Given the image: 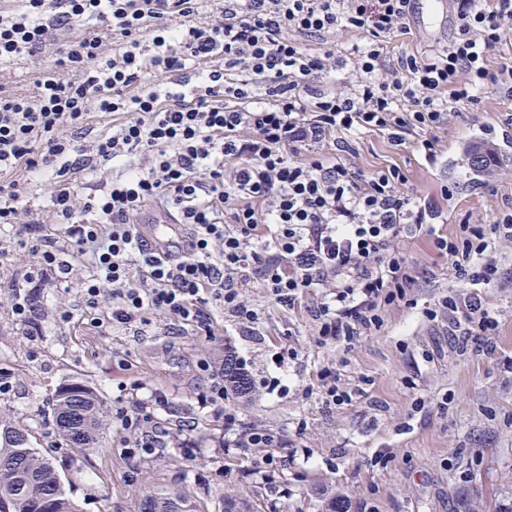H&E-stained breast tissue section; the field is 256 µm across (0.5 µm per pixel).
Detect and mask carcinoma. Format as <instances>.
I'll return each instance as SVG.
<instances>
[{"label": "carcinoma", "mask_w": 512, "mask_h": 512, "mask_svg": "<svg viewBox=\"0 0 512 512\" xmlns=\"http://www.w3.org/2000/svg\"><path fill=\"white\" fill-rule=\"evenodd\" d=\"M224 382L227 391L246 395L254 391V384L245 368L235 369L224 362ZM76 393L69 396L55 391L53 422L63 439L80 450L96 448L103 439L104 405L88 385L72 382ZM73 417L88 423L81 440L74 438L63 417ZM43 503L46 512H77L66 496L59 476L52 465L30 442L28 430L10 421L0 424V512H37V503ZM224 512H275L271 506L252 500L224 502Z\"/></svg>", "instance_id": "carcinoma-1"}]
</instances>
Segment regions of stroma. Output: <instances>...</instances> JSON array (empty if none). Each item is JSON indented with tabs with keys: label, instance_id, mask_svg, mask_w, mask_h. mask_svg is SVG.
I'll list each match as a JSON object with an SVG mask.
<instances>
[{
	"label": "stroma",
	"instance_id": "stroma-1",
	"mask_svg": "<svg viewBox=\"0 0 512 512\" xmlns=\"http://www.w3.org/2000/svg\"><path fill=\"white\" fill-rule=\"evenodd\" d=\"M512 114V97L492 92L478 109L452 119L439 131L441 156L428 165L418 153L395 147L386 134L357 137L352 163L369 173L399 167L405 191L426 197L439 214L435 235L406 239L402 248L418 283L411 305L389 309L382 328L352 348L321 346L306 307L273 306L260 280L243 295L263 308L257 336L240 335L218 318L211 333L170 325L165 318L147 336L121 328L103 334L58 313L75 308L79 283L45 289L39 299L43 338L31 346L11 313L9 300L33 258L11 237L0 235V373L14 389L0 396V421L25 426L35 448L51 460L77 512H141L145 495L183 492L201 512H224V500H248L255 487L277 512H323L332 495L344 496L348 512H463L477 502L484 512L512 507V240L493 239L486 252L499 268L491 286L456 280L451 260L439 254L435 236H456L462 221L493 223L501 199L512 197V145H504L502 124ZM495 149L500 163L489 182L497 195L476 187L467 156L476 146ZM449 187L451 197L441 195ZM478 294L499 321L493 351L452 336L444 296ZM436 310L428 318L427 310ZM293 347L288 390L268 394L276 375L274 355ZM244 361L252 395L231 399L241 419L290 440L295 462L285 481L287 494L246 473L250 462L224 452V420L197 405L209 378L200 360L222 365L227 352ZM339 369L356 393L350 404L328 409L318 396L322 368ZM94 388L105 404L140 383L164 392L169 411L162 425H194L200 449L187 457L177 447L156 457L128 458L124 434L106 425L101 447L80 451L57 434L50 414L56 389L71 381ZM387 452V465L375 464Z\"/></svg>",
	"mask_w": 512,
	"mask_h": 512
}]
</instances>
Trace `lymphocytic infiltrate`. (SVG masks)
Instances as JSON below:
<instances>
[{
	"mask_svg": "<svg viewBox=\"0 0 512 512\" xmlns=\"http://www.w3.org/2000/svg\"><path fill=\"white\" fill-rule=\"evenodd\" d=\"M451 6L453 38L425 57L390 51L392 36L410 31L411 0H17L0 8L1 64L51 56L30 92L0 89V225L34 258L10 301L23 337H42L36 289L67 287L78 265L82 305L61 318L100 331L133 324L145 333L162 314L208 332L219 307L254 335L265 312L242 290L255 278L283 308L319 293L308 313L320 344L351 346L379 330L385 308L416 285L399 241L432 232L437 213L405 192L399 169H353L349 134L384 132L433 162L435 132L450 116L488 88L512 94V58L500 56L512 0ZM339 31L360 38L349 60L303 45ZM345 66L351 81L325 91L323 80ZM92 112L124 120L84 146ZM100 167L111 181L76 203L71 171ZM41 171L56 176L47 195ZM43 196L51 234L31 207ZM153 202L187 226L181 253L142 248L136 221ZM493 235L512 239L510 198L496 224L460 225L456 238L434 245L452 257L456 279L490 285L499 270L483 254ZM442 305L461 336L496 334L478 294ZM201 368L210 385L198 404L223 416L225 448L249 457L258 479L283 474L293 461L286 440L243 425L224 407L223 369L206 360ZM169 407L157 390L113 405L128 450L155 456L167 447L157 414Z\"/></svg>",
	"mask_w": 512,
	"mask_h": 512,
	"instance_id": "f902f5d3",
	"label": "lymphocytic infiltrate"
}]
</instances>
